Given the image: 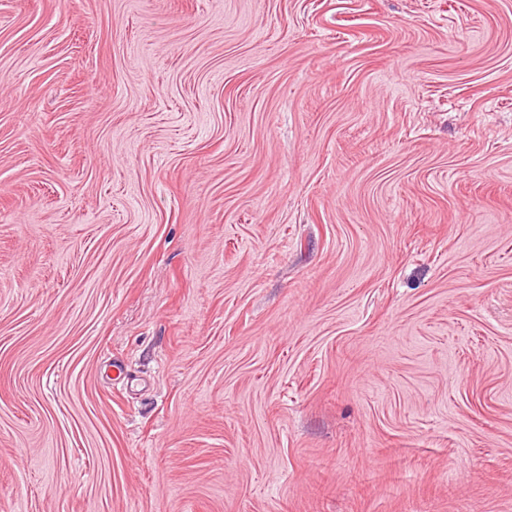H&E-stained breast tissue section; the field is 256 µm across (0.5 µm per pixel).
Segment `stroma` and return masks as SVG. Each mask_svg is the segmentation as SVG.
<instances>
[{
    "label": "stroma",
    "instance_id": "35a3bbf8",
    "mask_svg": "<svg viewBox=\"0 0 512 512\" xmlns=\"http://www.w3.org/2000/svg\"><path fill=\"white\" fill-rule=\"evenodd\" d=\"M0 512H512V0H0Z\"/></svg>",
    "mask_w": 512,
    "mask_h": 512
}]
</instances>
